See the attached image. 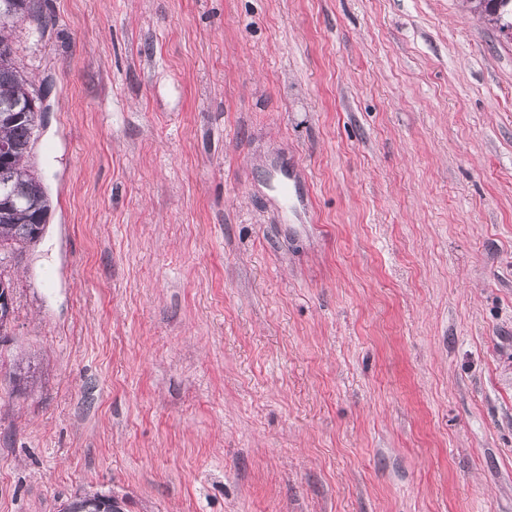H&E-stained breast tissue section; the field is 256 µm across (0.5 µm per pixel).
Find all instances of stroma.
<instances>
[{"label":"stroma","mask_w":512,"mask_h":512,"mask_svg":"<svg viewBox=\"0 0 512 512\" xmlns=\"http://www.w3.org/2000/svg\"><path fill=\"white\" fill-rule=\"evenodd\" d=\"M35 4L0 512H512V40L465 0ZM119 503L112 496L94 494L78 497L63 508L64 512H118ZM120 511V509H119Z\"/></svg>","instance_id":"1"}]
</instances>
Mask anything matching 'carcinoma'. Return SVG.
I'll list each match as a JSON object with an SVG mask.
<instances>
[{
	"instance_id": "1",
	"label": "carcinoma",
	"mask_w": 512,
	"mask_h": 512,
	"mask_svg": "<svg viewBox=\"0 0 512 512\" xmlns=\"http://www.w3.org/2000/svg\"><path fill=\"white\" fill-rule=\"evenodd\" d=\"M472 9L498 29L512 28V0H469ZM36 16L34 0H0V143L9 148L0 162V252L21 253L46 223L47 194L28 164L36 141L39 115L31 82L15 66L11 36L17 24ZM110 496L78 497L63 512H118Z\"/></svg>"
}]
</instances>
